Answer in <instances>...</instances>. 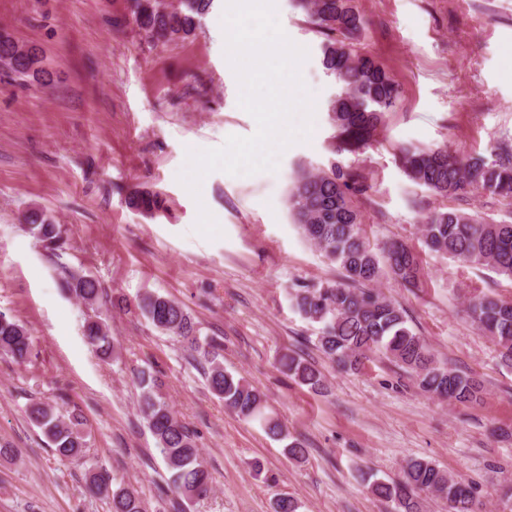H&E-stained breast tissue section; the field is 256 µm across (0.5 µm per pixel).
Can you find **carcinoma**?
<instances>
[{"instance_id": "cac0c4a2", "label": "carcinoma", "mask_w": 512, "mask_h": 512, "mask_svg": "<svg viewBox=\"0 0 512 512\" xmlns=\"http://www.w3.org/2000/svg\"><path fill=\"white\" fill-rule=\"evenodd\" d=\"M307 17L325 36L321 63L342 86L329 104L336 129L335 151L355 153L375 138L399 99V85L373 56L356 48L365 21L353 0H296ZM212 0H128V14L117 26L131 25L156 45L183 41L194 34ZM0 70L15 81L40 83L48 79L42 51L36 44L23 43L9 33H0ZM399 163L408 178L431 192L457 200L472 195L487 196L512 205V149L504 146L497 159L463 158L448 147H404ZM363 174L351 166L332 164L327 170H301L295 175L288 204L304 236L315 244L342 272V281L307 288L294 296L295 306L308 320L320 324L317 346L342 367L358 369L363 361L379 354L410 374L419 389L438 399L471 403L482 391L480 382L448 368L438 360L414 328L405 310L375 289L389 276L410 291L422 284L418 255L408 245L392 241L374 248L366 239L355 198L367 192ZM131 207L153 215L163 209L160 194L144 190L132 194ZM24 230L53 251L65 252L60 225L45 212L32 209L23 216ZM425 246L440 256H450L465 265H485L512 279V223L484 219L460 209L435 211L422 224ZM67 292L88 306L102 294L99 282L90 275L76 274L60 265ZM136 308L157 330L172 335L196 353L207 367L212 394L245 420L257 421L271 437L288 441V456L304 457L298 440H289L281 421L266 411L262 395L244 378L224 370V348L216 340L201 336L200 328L177 301L148 292ZM465 311L498 348L500 363L512 367V302L473 294ZM88 344L99 354L112 355V336L101 321L85 327ZM33 338L27 327L0 311V356L18 363L30 354ZM281 367L288 377L310 390L325 388L322 373L311 363L282 354ZM141 390L139 411L171 471L173 489L186 500L203 497L211 489L207 469L199 459L193 432L169 410L161 395V382L152 367L136 375ZM29 420L67 460L85 448L77 430L80 417H64L59 408L34 401L27 408ZM89 490L111 497V512H145L140 492L132 486L112 489V477L101 470L89 475ZM375 496L395 504V512H421L417 492H428L448 503V512H479L470 485L458 481L435 464L411 459L397 480L374 481Z\"/></svg>"}]
</instances>
